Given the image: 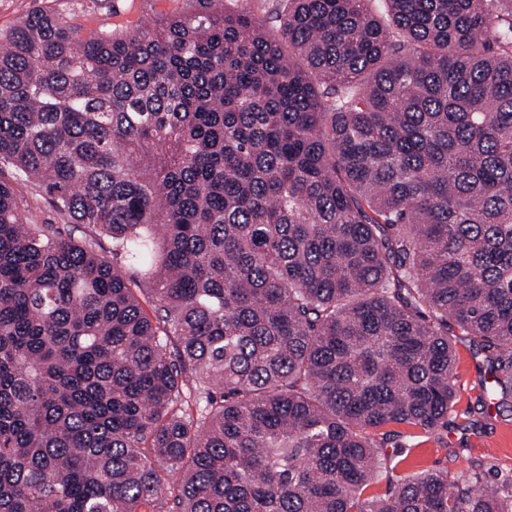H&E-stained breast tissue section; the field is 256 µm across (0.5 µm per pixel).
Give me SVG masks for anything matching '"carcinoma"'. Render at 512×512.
<instances>
[{"instance_id": "obj_1", "label": "carcinoma", "mask_w": 512, "mask_h": 512, "mask_svg": "<svg viewBox=\"0 0 512 512\" xmlns=\"http://www.w3.org/2000/svg\"><path fill=\"white\" fill-rule=\"evenodd\" d=\"M277 18L0 39V512H512L469 464L373 490L453 336L512 395V0ZM14 191L23 200L28 210V217L33 224H43L44 222L58 224L63 237H68L70 234L74 236L79 234L78 231L73 230V224H68L58 219V216L46 201L41 189L25 183H14Z\"/></svg>"}]
</instances>
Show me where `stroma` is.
I'll return each mask as SVG.
<instances>
[{"mask_svg": "<svg viewBox=\"0 0 512 512\" xmlns=\"http://www.w3.org/2000/svg\"><path fill=\"white\" fill-rule=\"evenodd\" d=\"M187 0H0V35L17 27L34 10L42 9L81 27L84 34L109 31L126 34L161 16L185 13ZM457 398L447 427L432 433L414 430L391 436L384 444L388 467L376 485L424 471L456 475V456L472 460L483 472L512 478V398L482 409L478 397L487 382L486 366L469 337L456 340Z\"/></svg>", "mask_w": 512, "mask_h": 512, "instance_id": "35a3bbf8", "label": "stroma"}]
</instances>
